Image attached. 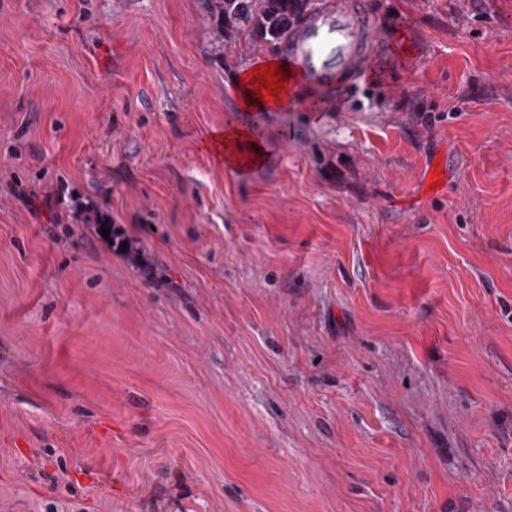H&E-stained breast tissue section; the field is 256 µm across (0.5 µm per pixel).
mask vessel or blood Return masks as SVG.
Segmentation results:
<instances>
[{
  "label": "vessel or blood",
  "mask_w": 512,
  "mask_h": 512,
  "mask_svg": "<svg viewBox=\"0 0 512 512\" xmlns=\"http://www.w3.org/2000/svg\"><path fill=\"white\" fill-rule=\"evenodd\" d=\"M377 39V23L363 0H316L288 32L286 62L329 104L345 89L336 75L362 71Z\"/></svg>",
  "instance_id": "vessel-or-blood-1"
}]
</instances>
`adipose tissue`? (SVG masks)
<instances>
[{"mask_svg":"<svg viewBox=\"0 0 512 512\" xmlns=\"http://www.w3.org/2000/svg\"><path fill=\"white\" fill-rule=\"evenodd\" d=\"M248 70H241L234 83L232 99L236 120L227 122L224 128L208 132L203 140L204 150L223 158L225 164L245 173L261 165L266 157L265 142L260 130L251 119L254 115L268 112H285L303 106L307 111H317L318 105L310 100L309 90L302 79L289 76L281 97H268L260 101L254 91Z\"/></svg>","mask_w":512,"mask_h":512,"instance_id":"obj_1","label":"adipose tissue"}]
</instances>
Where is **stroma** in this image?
Segmentation results:
<instances>
[{
  "label": "stroma",
  "instance_id": "1",
  "mask_svg": "<svg viewBox=\"0 0 512 512\" xmlns=\"http://www.w3.org/2000/svg\"><path fill=\"white\" fill-rule=\"evenodd\" d=\"M364 2L243 176L201 135L284 48L0 0V512H512V0Z\"/></svg>",
  "mask_w": 512,
  "mask_h": 512
}]
</instances>
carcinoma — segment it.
I'll use <instances>...</instances> for the list:
<instances>
[{"mask_svg":"<svg viewBox=\"0 0 512 512\" xmlns=\"http://www.w3.org/2000/svg\"><path fill=\"white\" fill-rule=\"evenodd\" d=\"M312 6L313 0H211V14L222 24L220 33L235 27L272 44Z\"/></svg>","mask_w":512,"mask_h":512,"instance_id":"obj_1","label":"carcinoma"}]
</instances>
